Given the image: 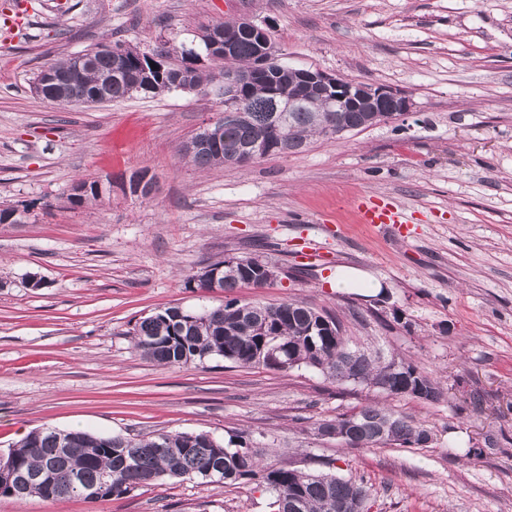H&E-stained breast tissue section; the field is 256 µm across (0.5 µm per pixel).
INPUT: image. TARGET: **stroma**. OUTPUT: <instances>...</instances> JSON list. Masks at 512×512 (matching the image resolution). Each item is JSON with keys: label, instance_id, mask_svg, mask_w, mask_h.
Returning a JSON list of instances; mask_svg holds the SVG:
<instances>
[{"label": "stroma", "instance_id": "1", "mask_svg": "<svg viewBox=\"0 0 512 512\" xmlns=\"http://www.w3.org/2000/svg\"><path fill=\"white\" fill-rule=\"evenodd\" d=\"M0 455L27 433L206 432L265 462L332 472L367 512H512V0H0ZM254 20L279 60L405 92L408 115L251 165L200 169L181 147L224 113L213 92L59 106L45 65L107 40L200 49L202 26ZM148 168L149 197L129 190ZM111 184L71 205L79 180ZM361 199L403 209L384 232ZM259 255L269 286L234 295L337 316L352 347L411 362L436 401L224 360L160 366L134 347L142 317L225 301L188 287L211 263ZM380 284L336 290L337 268ZM42 287L28 284L30 276ZM430 427L426 448H345L318 422L371 402ZM271 494L165 479L112 500H18L0 512H270Z\"/></svg>", "mask_w": 512, "mask_h": 512}]
</instances>
